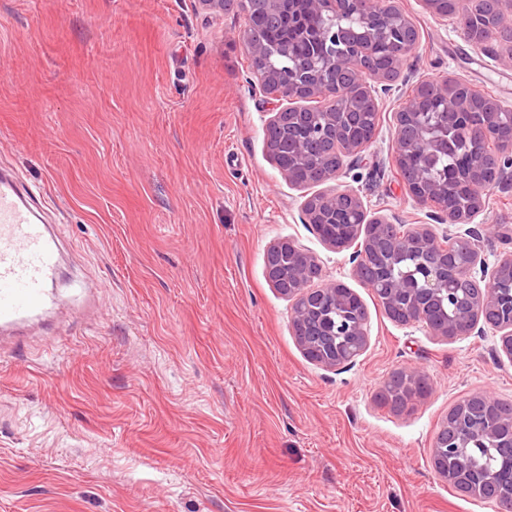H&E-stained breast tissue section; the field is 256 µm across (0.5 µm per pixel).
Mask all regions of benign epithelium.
Returning a JSON list of instances; mask_svg holds the SVG:
<instances>
[{
    "instance_id": "benign-epithelium-1",
    "label": "benign epithelium",
    "mask_w": 512,
    "mask_h": 512,
    "mask_svg": "<svg viewBox=\"0 0 512 512\" xmlns=\"http://www.w3.org/2000/svg\"><path fill=\"white\" fill-rule=\"evenodd\" d=\"M313 7L333 20L349 13L356 16V23L351 28L334 23L322 26L312 34L315 52L301 59L291 57L285 47L275 50L258 38L245 36L243 41L256 62L258 83L269 95L290 102L326 100V106L317 112L283 107L269 121L278 143L294 141L304 178L315 185L358 163L368 146L356 136L359 98L378 106V90H388L400 76L407 51L417 44L418 37L412 36L416 28L395 0H313ZM463 17V32L475 44H490L493 30L512 34V9L485 14L468 7ZM394 33L399 40L391 42L392 75L374 65L366 46L383 43ZM347 73H357L364 80L351 85L343 80ZM416 88L423 95L409 100L396 114L395 161L406 163L411 177L406 186L415 198L437 204L450 223L470 225L485 207L480 188L486 169L492 170L501 189H512V149L495 154L486 151L487 143L497 137L500 117L511 114L512 107L494 98L468 102L470 85L461 79L442 83L421 80ZM426 154L450 156L452 176L435 175L429 168L415 170L413 159ZM302 211L326 244L340 251L353 249V276L372 289L380 287L388 316L402 324L425 322L435 335L446 339L457 328L465 336L480 331L483 316L490 314L502 332L501 349L512 358V251L490 270L476 248L485 235L511 242V226L481 224L456 236L472 251L471 261L461 265L429 230L404 237L396 232V217L368 216L352 190L331 188L312 195L304 201ZM352 214L367 225L366 240L338 247L327 230L346 223ZM407 251L421 258L419 267L392 276ZM267 255L268 280L275 287H286L293 297L292 323L301 326L298 345L304 354L327 369L361 356L368 342V314L362 300L342 282L315 285V279L322 277L321 266L315 257L289 242L272 244ZM461 280L469 281L478 291L458 296L451 283ZM339 309L344 310L340 321L336 320ZM506 425L507 444L489 437L499 453L494 468L481 472L472 468L465 455L470 438L453 428L451 440L434 446L436 473L469 489L488 483L505 494L512 491V415L506 418Z\"/></svg>"
}]
</instances>
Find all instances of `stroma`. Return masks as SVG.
I'll list each match as a JSON object with an SVG mask.
<instances>
[{"mask_svg": "<svg viewBox=\"0 0 512 512\" xmlns=\"http://www.w3.org/2000/svg\"><path fill=\"white\" fill-rule=\"evenodd\" d=\"M419 42L356 169L332 180L369 215L442 237L456 224L406 189L396 112L451 76L512 105V66L459 15L396 0ZM245 14L199 0H0V163L41 187L69 244L60 299L0 346V512H500L432 463L450 407L512 404L499 332L448 340L391 320L350 251L303 221L318 186L289 183L265 129ZM314 255L368 312L354 364L308 360L270 245ZM415 367L404 412L379 394Z\"/></svg>", "mask_w": 512, "mask_h": 512, "instance_id": "obj_1", "label": "stroma"}]
</instances>
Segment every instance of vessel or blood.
Returning a JSON list of instances; mask_svg holds the SVG:
<instances>
[{"label":"vessel or blood","mask_w":512,"mask_h":512,"mask_svg":"<svg viewBox=\"0 0 512 512\" xmlns=\"http://www.w3.org/2000/svg\"><path fill=\"white\" fill-rule=\"evenodd\" d=\"M41 196L13 170L0 168V330L8 333L59 297L60 243L34 206Z\"/></svg>","instance_id":"1"}]
</instances>
